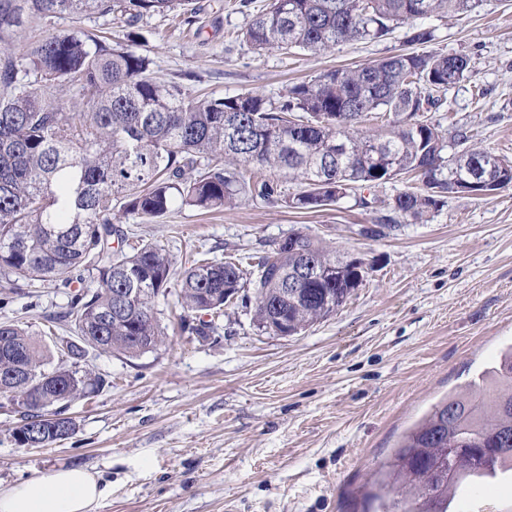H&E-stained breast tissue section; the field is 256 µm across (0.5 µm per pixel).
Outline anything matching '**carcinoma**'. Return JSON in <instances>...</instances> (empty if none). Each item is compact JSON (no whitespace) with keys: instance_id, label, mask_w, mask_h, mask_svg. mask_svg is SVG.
Segmentation results:
<instances>
[{"instance_id":"cac0c4a2","label":"carcinoma","mask_w":512,"mask_h":512,"mask_svg":"<svg viewBox=\"0 0 512 512\" xmlns=\"http://www.w3.org/2000/svg\"><path fill=\"white\" fill-rule=\"evenodd\" d=\"M482 0H271L242 32L257 54L278 50L330 53L353 42H376L408 25L413 46L371 64L322 72L286 87L278 100L247 92L193 95L150 76V58L137 24L170 14L187 25L196 0H0V288L21 293L40 282L67 289V303L46 322L70 332L66 348L56 334L36 339L14 323H0V374L14 364L38 377L65 375L60 389L41 392L26 420L59 404L87 397L111 381L84 369L89 351L137 357L164 345L153 312L174 275L169 252L154 242L131 250L112 214L147 222L174 208L214 211L245 197L281 200L311 210L336 203L358 185L396 177L407 188L388 213L363 230L381 235L395 216L416 223L454 193L444 139L431 113L448 89L473 71L470 58L430 48L436 29L423 20L445 11L468 13ZM111 16L128 28L126 45H112L94 30L52 32L22 52L14 32L33 19ZM89 96L80 112L64 101ZM386 122L379 133L365 126ZM461 158L452 176L479 174L512 184V164L488 167L490 151L457 134ZM305 190L288 196L280 178ZM306 253L330 280L311 283L305 295H286L288 272L304 257L274 243L256 271L232 256L199 260L184 270L177 303L181 330L207 337L224 305L249 288L253 320L277 336L301 331L333 315L354 291L358 272L343 254L298 233ZM29 396L27 379L0 388L6 402ZM74 420L55 430L47 422L38 447L75 432ZM512 471V346L466 391L450 393L411 428L397 447L379 491L364 496L378 512H449L464 486L480 487Z\"/></svg>"}]
</instances>
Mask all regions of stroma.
<instances>
[{
    "label": "stroma",
    "instance_id": "1",
    "mask_svg": "<svg viewBox=\"0 0 512 512\" xmlns=\"http://www.w3.org/2000/svg\"><path fill=\"white\" fill-rule=\"evenodd\" d=\"M199 2L195 24L141 23L152 75L192 93L275 100L291 83L406 48L399 27L327 55L259 56L241 33L269 0ZM429 23L436 50L474 64L434 121L446 140L464 132L512 160V0H482L476 11ZM405 188L394 179L313 212L247 197L152 223L122 216L131 240L164 246L179 272L195 260L266 251L296 231L364 258L368 271L334 315L288 337L258 330L252 305L239 301L210 339L182 333L179 283L171 281L170 295L154 304L169 343L133 358L90 352L89 368L112 385L70 404V438L21 447L18 417L0 411V487L75 466L107 485L96 512H363L404 434L512 345V185L453 195L424 222L402 219L381 236L361 235L378 212L358 196L388 201ZM65 301L49 284L0 294V322L40 333ZM452 509L512 512V476L461 490Z\"/></svg>",
    "mask_w": 512,
    "mask_h": 512
}]
</instances>
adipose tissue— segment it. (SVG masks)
I'll use <instances>...</instances> for the list:
<instances>
[{
  "label": "adipose tissue",
  "mask_w": 512,
  "mask_h": 512,
  "mask_svg": "<svg viewBox=\"0 0 512 512\" xmlns=\"http://www.w3.org/2000/svg\"><path fill=\"white\" fill-rule=\"evenodd\" d=\"M107 487L80 467H61L43 477L0 488V512H95Z\"/></svg>",
  "instance_id": "adipose-tissue-1"
}]
</instances>
